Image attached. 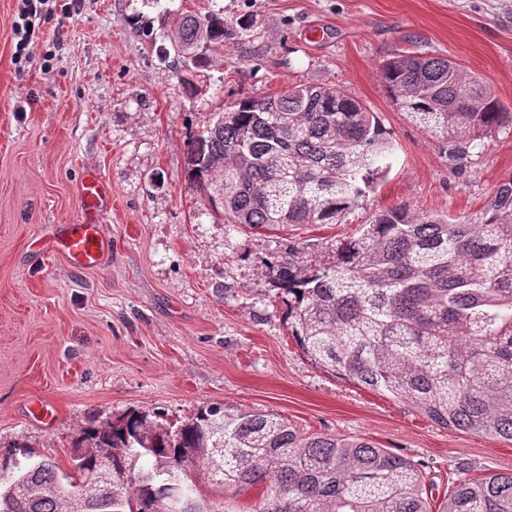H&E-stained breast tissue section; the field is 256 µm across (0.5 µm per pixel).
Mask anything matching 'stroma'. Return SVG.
I'll use <instances>...</instances> for the list:
<instances>
[{"label":"stroma","mask_w":512,"mask_h":512,"mask_svg":"<svg viewBox=\"0 0 512 512\" xmlns=\"http://www.w3.org/2000/svg\"><path fill=\"white\" fill-rule=\"evenodd\" d=\"M17 0H0V461L14 445L71 471L89 422L129 409L177 422L221 403L304 433L362 437L423 464L434 499L466 470L512 473V442L434 424L407 402L315 367L296 344L265 264L304 243L315 261L399 206L459 217L512 178V129L449 170L437 136L393 105L384 60L452 58L512 109V0H73L42 26L47 67L15 69ZM253 20L249 42L207 73L175 74L168 15ZM335 83L378 113L394 144L386 179L338 224L258 233L224 224L186 174L185 143L239 93ZM112 188V251L75 269L47 251L84 217L80 181ZM50 402L54 416H33Z\"/></svg>","instance_id":"obj_1"}]
</instances>
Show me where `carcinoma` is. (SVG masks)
<instances>
[{"label":"carcinoma","mask_w":512,"mask_h":512,"mask_svg":"<svg viewBox=\"0 0 512 512\" xmlns=\"http://www.w3.org/2000/svg\"><path fill=\"white\" fill-rule=\"evenodd\" d=\"M178 78L202 73L253 20L173 16ZM380 74L394 104L438 135L462 172L512 111L477 76L438 57L398 55ZM393 152L376 113L336 84L240 95L186 143L188 176L236 228L336 224L384 179ZM276 296L303 353L320 369L386 392L444 428L512 441V179L479 212L450 219L406 206L378 214L315 267L308 246L272 266ZM81 481L42 459L0 488V512H235L205 499L198 466L224 492L262 487L250 512H512V473L458 475L432 508L425 474L365 438L305 434L272 412L206 406L178 425L128 410L82 429ZM141 458L151 465L136 468Z\"/></svg>","instance_id":"cac0c4a2"}]
</instances>
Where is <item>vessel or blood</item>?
<instances>
[{
    "instance_id": "b4317fda",
    "label": "vessel or blood",
    "mask_w": 512,
    "mask_h": 512,
    "mask_svg": "<svg viewBox=\"0 0 512 512\" xmlns=\"http://www.w3.org/2000/svg\"><path fill=\"white\" fill-rule=\"evenodd\" d=\"M81 195L85 206V218L77 224L58 225L47 246L60 252L77 268L97 266L112 248L99 220L110 198L107 182L93 170L87 171L81 182Z\"/></svg>"
}]
</instances>
